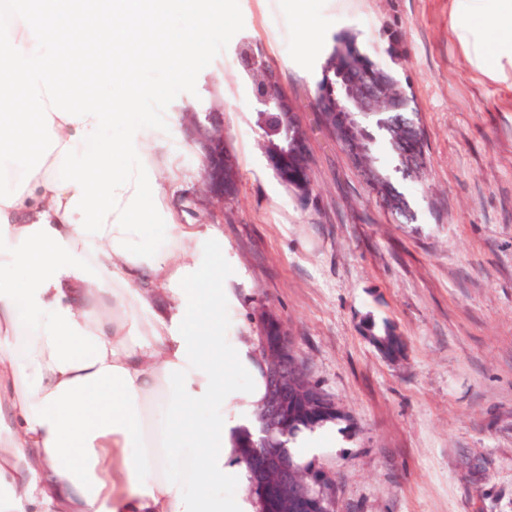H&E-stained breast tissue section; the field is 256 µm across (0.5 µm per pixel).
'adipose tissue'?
Wrapping results in <instances>:
<instances>
[{"label": "adipose tissue", "instance_id": "ef3b65f1", "mask_svg": "<svg viewBox=\"0 0 512 512\" xmlns=\"http://www.w3.org/2000/svg\"><path fill=\"white\" fill-rule=\"evenodd\" d=\"M210 24L200 0H0V512H257L216 492L248 486L234 437L267 392L224 341L234 261L165 204L181 113L129 110ZM148 201L162 237L135 220Z\"/></svg>", "mask_w": 512, "mask_h": 512}]
</instances>
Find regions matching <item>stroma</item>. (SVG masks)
Segmentation results:
<instances>
[{"instance_id":"1","label":"stroma","mask_w":512,"mask_h":512,"mask_svg":"<svg viewBox=\"0 0 512 512\" xmlns=\"http://www.w3.org/2000/svg\"><path fill=\"white\" fill-rule=\"evenodd\" d=\"M470 0H211L209 49L187 70L144 69L131 110L216 112L237 163L216 213L200 203L203 149L183 124L166 139L171 205L208 224L238 262L224 333L258 346L261 318L288 330L307 375L342 411L308 463L340 512H512V56L496 75ZM313 17L310 30L300 14ZM355 35L413 95L421 178L414 220L373 196L316 104L336 34ZM249 40L307 131L313 197L276 177L238 56ZM404 344L390 360L370 337Z\"/></svg>"}]
</instances>
